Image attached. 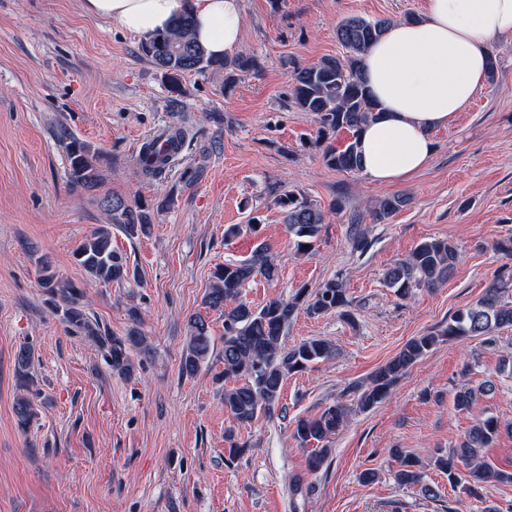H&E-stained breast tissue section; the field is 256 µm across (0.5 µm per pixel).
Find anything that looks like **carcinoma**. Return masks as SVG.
I'll use <instances>...</instances> for the list:
<instances>
[{"mask_svg":"<svg viewBox=\"0 0 512 512\" xmlns=\"http://www.w3.org/2000/svg\"><path fill=\"white\" fill-rule=\"evenodd\" d=\"M386 19L369 20L363 17L343 19L336 27V38L346 55L326 56L318 62L292 66L289 73L291 99L302 112L310 113L319 125L318 133L326 135L346 130L347 141L340 146L328 145L323 152L325 165L336 171L355 172L363 168L359 150L362 127L376 118L377 105L366 88L363 56L367 49L388 31ZM142 53L161 72L172 94L183 92L182 80L189 73L224 77V92L235 87L241 73L257 72V57L241 53L233 58H214L196 41L194 21L186 13L173 26L147 39ZM190 131L175 123L163 132L143 141L131 158L138 174L148 180L166 176L171 166L182 155ZM65 152L70 184L85 192L99 190L104 182L101 155L88 143L66 136ZM172 202L166 198L155 206L132 202L126 197L104 194L97 197L106 223L95 228L76 247V264L88 274L107 285L138 282L141 273L127 263V259L112 248V227L119 228L127 237L148 236L154 224L155 213ZM274 203L284 213V223L293 238L296 252L305 254L313 248L325 224V214L311 199L294 190L278 193ZM407 203L402 196L381 199L374 211L375 223L387 222ZM262 219L256 212L249 213L247 224H234L224 230V239L238 236L243 230L255 234ZM460 260L457 247L446 239L424 240L410 254L393 263L384 274L385 285L406 298L420 288H436L453 275ZM40 285L48 296V304L69 331L80 334L104 353L112 373L130 379L134 375L131 355L146 349V337L139 330L141 310L131 306L127 310L131 326L122 336L101 330L81 303V292L71 280H64L53 271L45 257L38 258ZM273 282L280 277V266L269 254L266 244L256 245L243 260H226L214 267L203 305L224 316V346L221 362L224 364V411L239 425H250L257 419L269 417L279 406L283 382L289 375L305 370L320 360L336 355V347L323 338H309L292 346L286 345L288 327L299 312L310 315L337 312L351 316L350 300L344 283L330 279L314 290L299 288L289 297L272 298L260 307L242 299L247 285L256 278ZM505 283L498 279L474 305L458 310L444 328L409 339L400 351L378 368L370 385L359 392V404L369 410L385 400L398 379L418 360L433 349L440 338L450 340L464 336H484L494 341V334L512 327V300L504 297ZM188 336L181 360V373L195 375L202 363L213 354L209 324L199 315L187 322ZM33 349L20 347L15 353V377L18 389L29 388ZM494 389L491 381L476 387L462 386L454 397L460 411L471 410L480 397ZM16 424L26 430L37 416L32 399L21 394L14 406ZM347 418V409L335 403L317 416L297 421L294 437L302 445L310 441L329 440ZM500 433V422L486 416L476 422L449 451L439 458L437 466L448 475V484L459 487L470 497L480 496L479 489L490 479L512 483V473L494 469L486 460L484 450L491 447ZM397 469L394 478L403 486H416L428 497L437 490L424 480L415 461L396 449L393 452Z\"/></svg>","mask_w":512,"mask_h":512,"instance_id":"cac0c4a2","label":"carcinoma"}]
</instances>
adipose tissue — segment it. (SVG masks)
I'll return each instance as SVG.
<instances>
[{"instance_id": "obj_1", "label": "adipose tissue", "mask_w": 512, "mask_h": 512, "mask_svg": "<svg viewBox=\"0 0 512 512\" xmlns=\"http://www.w3.org/2000/svg\"><path fill=\"white\" fill-rule=\"evenodd\" d=\"M85 14L149 38L192 12L208 55L240 53L242 0H82ZM512 36V0H427L423 17L392 24L363 57L379 115L363 127V173L379 186L411 177L434 154L432 130L447 127L481 87L488 44Z\"/></svg>"}]
</instances>
